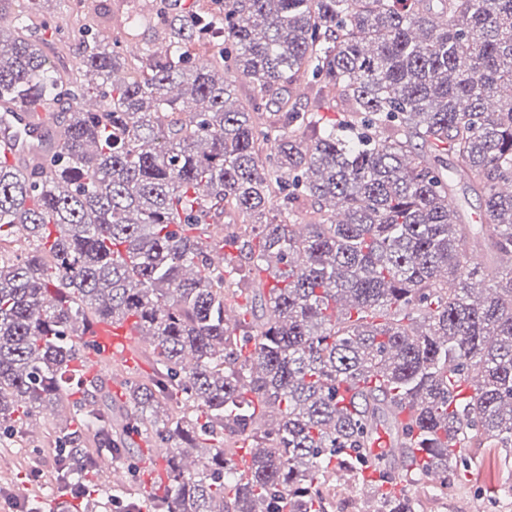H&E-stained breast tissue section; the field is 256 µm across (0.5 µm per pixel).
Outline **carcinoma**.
<instances>
[{"label": "carcinoma", "mask_w": 512, "mask_h": 512, "mask_svg": "<svg viewBox=\"0 0 512 512\" xmlns=\"http://www.w3.org/2000/svg\"><path fill=\"white\" fill-rule=\"evenodd\" d=\"M23 2L0 39V100L49 108L63 82L28 24L42 0ZM223 2L172 14L167 48L144 61L85 42L66 140L38 167H0V429L29 447L24 420L78 389L95 397L101 380L69 368L75 337L131 315L156 369L127 381L129 401L168 449L148 512H329L326 476L362 481L381 426L398 448L382 472L408 489L378 495L377 512H415L409 488L448 489L468 463L442 437L512 450V276L470 288L499 274L474 249L512 263V0H439L444 25L428 0ZM229 70L251 79L249 105L232 103ZM301 80L347 118L289 103ZM456 175L480 188L488 223H458ZM307 202L308 223H292ZM218 247L238 262L214 266ZM247 269L268 273L249 288L263 320L229 327ZM78 411L84 428L55 431L68 494L88 439L130 452L112 418ZM259 412L278 427L258 433ZM198 448L204 468L183 469Z\"/></svg>", "instance_id": "carcinoma-1"}]
</instances>
